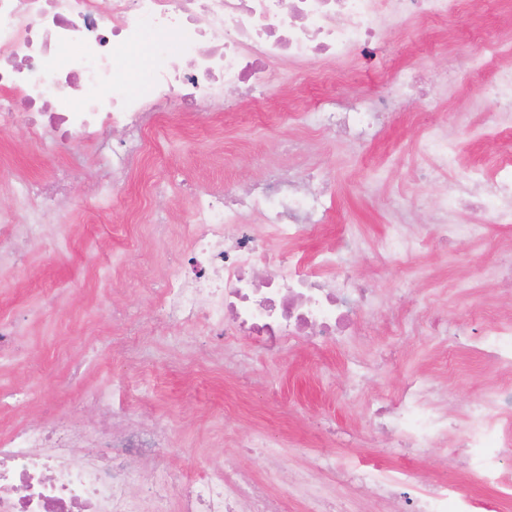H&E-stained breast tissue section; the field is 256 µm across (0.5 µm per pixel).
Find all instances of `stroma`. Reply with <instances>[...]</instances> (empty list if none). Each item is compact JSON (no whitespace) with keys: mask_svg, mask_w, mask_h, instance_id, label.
I'll return each mask as SVG.
<instances>
[{"mask_svg":"<svg viewBox=\"0 0 512 512\" xmlns=\"http://www.w3.org/2000/svg\"><path fill=\"white\" fill-rule=\"evenodd\" d=\"M507 26H512V15H484L468 6L443 25L419 18L389 28L376 59L346 68L332 97L318 80L316 65L277 63V88L300 109L287 119L277 106H250L241 116L223 115L216 130L200 135L177 117L165 116L169 136L160 143L161 157L146 159L126 183L127 208L113 205L92 215L83 207L66 206L56 217L67 238L63 250L50 244L34 249L25 253L19 268L0 271V317L16 319L23 327L16 359L0 367V390L10 394L0 407V429L25 417L47 421L77 409L86 419H98V411L82 409L81 400L88 387H107L114 406L126 405L133 394L144 416L165 421L182 449L166 462L187 475L220 466L234 455L255 476H263L264 458L232 443L265 428L282 434L281 461L289 471L311 469L315 455L332 452L384 468L412 467L425 480L447 479L470 493L487 494L480 476L466 470L454 448L389 453L384 438L370 428L367 397L393 392L407 376L425 373L464 408L498 382V375L477 359L435 348L423 336H392L391 317L404 294L425 303L429 315L452 324L511 309L512 300L485 280L473 279L463 292L455 282L472 267L512 259L507 253L512 224L489 225L478 240L427 245L397 267L370 253H354L356 273L371 282L380 302L366 329L335 347L288 349L248 372L241 364L250 356L249 342L241 343L237 362L220 365L201 354L205 348L220 349L215 337L198 336V350L190 351L183 346L181 329L148 323L156 294L141 287L140 279L147 269L160 275L166 263L165 249L153 246L147 236L151 211L176 203L189 210L187 194L195 179L246 185L260 176L262 159L293 176L306 166H318L335 186L328 230L302 240L298 250L328 246L345 224L372 243L393 224L420 231L435 223L440 198L451 182L413 181L414 170L424 162L421 148L427 132L419 99L398 104L363 143L316 129L303 113L342 112L367 104L385 93L387 73L407 65L425 78L438 111L467 112L470 130L448 132L460 158L493 167L505 141L478 135L483 113L491 106L482 92L491 70H474L469 61L487 33ZM74 155L82 158L72 189L79 199L97 176L89 148L42 151L21 120L0 132V209L14 205L11 176L47 178ZM113 298L146 321L128 351L115 348L120 335L103 312ZM359 360L381 362L385 369L365 382L363 394L348 399L344 392ZM312 481L336 496L346 512H386L383 503L338 478L313 471Z\"/></svg>","mask_w":512,"mask_h":512,"instance_id":"obj_1","label":"stroma"}]
</instances>
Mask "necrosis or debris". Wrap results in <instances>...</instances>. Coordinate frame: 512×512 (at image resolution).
Returning <instances> with one entry per match:
<instances>
[{
  "mask_svg": "<svg viewBox=\"0 0 512 512\" xmlns=\"http://www.w3.org/2000/svg\"><path fill=\"white\" fill-rule=\"evenodd\" d=\"M463 7L464 0H0V129L23 110L36 144L92 146L101 174L86 198L111 197L155 151L160 113L212 124L225 90L249 105L274 98L273 62L317 59L333 80L359 51L384 45L383 17L397 25L418 16L439 22ZM143 48L155 63L133 83L125 61ZM482 54L496 62L490 93L499 107L483 115L494 134L512 121V30L486 36ZM388 82L389 92L365 107L309 118L365 136L412 87L411 68L390 72ZM447 128V113H439L431 135L439 162L418 168L416 181L458 166ZM70 175L62 168L45 180L13 183L16 206L0 210V269L43 240L45 224L70 198ZM452 200L484 213L485 223L452 224L443 211L419 235L394 224L375 243L378 257L390 262L430 242L479 239L488 224H512V153L492 168L462 171ZM330 201L327 183L309 169L298 180L272 172L241 191L194 189L184 224L157 214L154 242L175 238L181 246L153 281L156 322L210 331L228 347L245 337L271 356L292 341L329 346L350 335L379 305L346 259L361 241L347 230L337 245L313 255L293 250L325 224ZM252 213L260 223L247 222ZM394 331L478 354L494 371L512 373V314L464 334L413 307L396 316ZM432 393L429 377H411L395 395L374 397L370 416L401 448H436L451 438L476 449L492 496L474 498L445 480L424 482L411 467L384 470L330 454L318 456L317 469L343 474L404 512H500L512 502V468L503 465L512 449V387H488L458 419ZM89 401L102 410L99 420L50 427L30 420L0 431V512H283L269 492L282 471L279 445L267 432L241 442L262 449L263 479L221 468L189 479L160 466L135 493L132 464L163 447L165 426L132 406L113 407L105 388Z\"/></svg>",
  "mask_w": 512,
  "mask_h": 512,
  "instance_id": "4bbe7bcc",
  "label": "necrosis or debris"
}]
</instances>
